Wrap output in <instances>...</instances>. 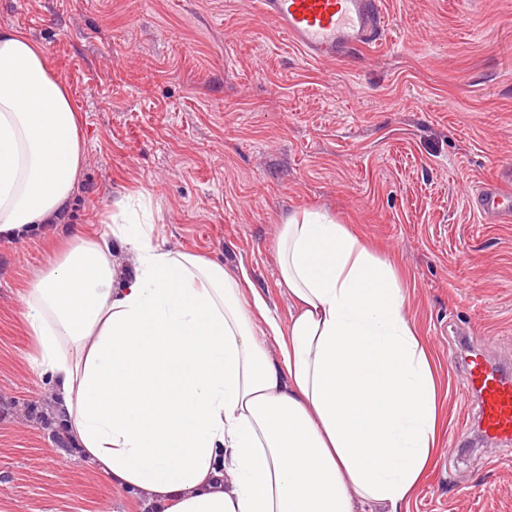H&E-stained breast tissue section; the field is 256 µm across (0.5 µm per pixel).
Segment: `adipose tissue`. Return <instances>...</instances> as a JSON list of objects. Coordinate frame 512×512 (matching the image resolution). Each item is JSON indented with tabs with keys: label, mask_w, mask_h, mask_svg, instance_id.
I'll return each mask as SVG.
<instances>
[{
	"label": "adipose tissue",
	"mask_w": 512,
	"mask_h": 512,
	"mask_svg": "<svg viewBox=\"0 0 512 512\" xmlns=\"http://www.w3.org/2000/svg\"><path fill=\"white\" fill-rule=\"evenodd\" d=\"M83 160L68 86L41 45L0 28V237L63 222ZM139 221L120 204L23 297L76 455L145 512H401L441 403L393 264L326 213L289 215L283 327L246 274L155 245Z\"/></svg>",
	"instance_id": "adipose-tissue-1"
}]
</instances>
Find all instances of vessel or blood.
Wrapping results in <instances>:
<instances>
[{"label":"vessel or blood","instance_id":"1","mask_svg":"<svg viewBox=\"0 0 512 512\" xmlns=\"http://www.w3.org/2000/svg\"><path fill=\"white\" fill-rule=\"evenodd\" d=\"M261 17L272 22L307 60H336L377 41L380 0H258ZM480 218L512 219V169L476 185L470 199ZM464 385L478 405V424L487 440H512V372L489 356L466 350Z\"/></svg>","mask_w":512,"mask_h":512}]
</instances>
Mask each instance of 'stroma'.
Listing matches in <instances>:
<instances>
[{
    "mask_svg": "<svg viewBox=\"0 0 512 512\" xmlns=\"http://www.w3.org/2000/svg\"><path fill=\"white\" fill-rule=\"evenodd\" d=\"M382 41L302 61L257 0H0L44 45L81 116L85 159L63 224L0 239V502L15 512H139L37 420L23 296L60 241L100 236L144 195L164 247L245 270L272 315L275 238L323 210L406 288L440 381L442 438L408 512H512V445L480 439L454 362L466 337L512 369V223L481 222L478 182L512 166V0H383Z\"/></svg>",
    "mask_w": 512,
    "mask_h": 512,
    "instance_id": "obj_1",
    "label": "stroma"
}]
</instances>
